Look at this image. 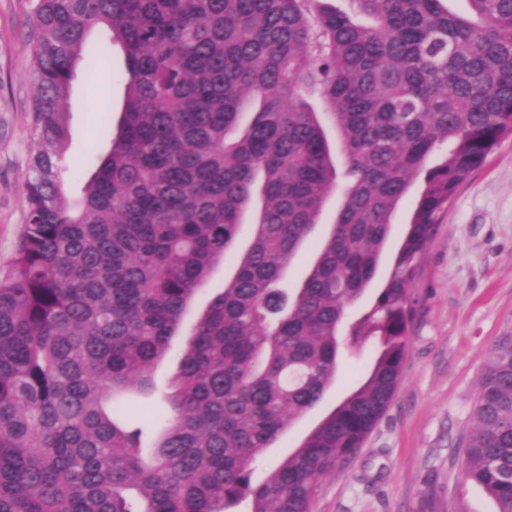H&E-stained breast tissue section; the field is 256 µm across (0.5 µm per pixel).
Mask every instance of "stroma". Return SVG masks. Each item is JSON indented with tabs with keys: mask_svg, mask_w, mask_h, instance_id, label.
<instances>
[{
	"mask_svg": "<svg viewBox=\"0 0 512 512\" xmlns=\"http://www.w3.org/2000/svg\"><path fill=\"white\" fill-rule=\"evenodd\" d=\"M37 3L0 0V273L8 268L25 221ZM124 67L116 46L94 76L77 71L66 159L89 150L103 98H111L112 115L120 117ZM414 293L417 316L403 381L354 458L322 478L311 512H449L459 502L468 512H493L494 502L482 488L462 482L455 448L489 351L512 329V137L457 188L423 257ZM372 357L368 344L343 362L323 401L260 456L254 480L359 384Z\"/></svg>",
	"mask_w": 512,
	"mask_h": 512,
	"instance_id": "35a3bbf8",
	"label": "stroma"
}]
</instances>
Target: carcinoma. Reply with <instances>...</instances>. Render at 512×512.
Segmentation results:
<instances>
[{
    "label": "carcinoma",
    "mask_w": 512,
    "mask_h": 512,
    "mask_svg": "<svg viewBox=\"0 0 512 512\" xmlns=\"http://www.w3.org/2000/svg\"><path fill=\"white\" fill-rule=\"evenodd\" d=\"M38 0L27 221L0 278V512H310L403 378L412 285L456 189L512 136V0ZM104 26L125 102L71 163L69 96ZM421 186L383 286L392 219ZM341 197L296 286L287 271ZM249 241L240 246L247 216ZM231 264L178 356L194 297ZM364 379L252 483L367 342ZM135 395L160 404L122 415ZM457 448L512 512V330L492 347ZM229 274V268L220 266L213 274L208 290L198 294L193 303L190 312L186 315L180 328L178 336L173 340V349L169 356L160 361L154 368V378L156 382L162 386L166 385L177 371V362L175 354L180 350L186 336L191 332V329L198 317L204 310L211 295L220 291L224 287V275Z\"/></svg>",
    "instance_id": "cac0c4a2"
}]
</instances>
